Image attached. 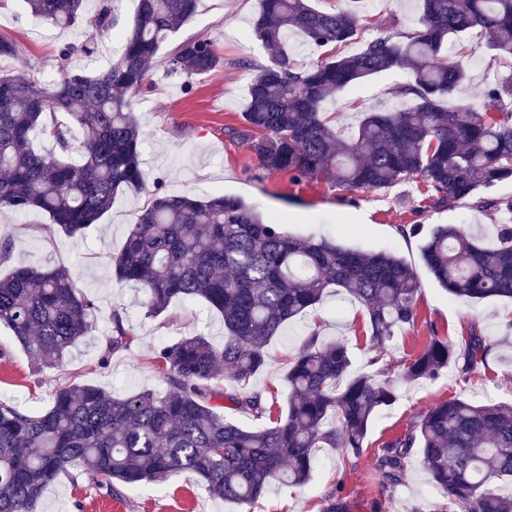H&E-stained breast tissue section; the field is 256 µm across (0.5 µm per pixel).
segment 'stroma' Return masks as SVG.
Instances as JSON below:
<instances>
[{
	"mask_svg": "<svg viewBox=\"0 0 512 512\" xmlns=\"http://www.w3.org/2000/svg\"><path fill=\"white\" fill-rule=\"evenodd\" d=\"M361 9L367 22L359 41L347 45L350 54L360 50L363 40L413 31L419 5L417 0H363ZM258 10V0H199L192 21L160 47L147 85L134 99L143 132L141 160L147 182L119 192L100 223L70 238L59 231L48 232L50 219L45 213L0 212V238L12 246L11 265L66 267L74 274L78 289L98 307L95 330L71 349L59 367L35 368L12 332L0 324V400L43 409L58 387L74 382L101 386L120 396L153 388L158 379L151 354L160 344L192 335L223 342V318L205 304L177 301L161 315L149 317L140 296L118 283L112 273L111 255L121 249L127 226L137 222L159 187L169 194L237 196L260 213L277 218L289 233L333 237L364 251H391L408 263L421 284L417 315L413 326L391 339L380 343L367 336L364 308L344 292H330L314 310L322 338L344 341L355 371H370V361L376 358L389 377H397L405 360L434 339L456 341L472 328L494 342L492 356L487 365L465 377L451 367L437 378L400 384L397 401L372 419L360 458L347 462L336 449H320L307 484L271 485L254 504L211 497L189 474L129 488L122 498L112 499L69 469L45 488L36 512H318L324 498L339 486L349 496L354 512H434L444 500L427 481L419 462L408 467L401 485L382 487L374 468L381 443L407 432L422 413L450 398L466 397L479 404L512 402V302L453 298L434 281L420 256L424 233L438 224H458L479 237H491L504 216L500 202L512 200V181L436 206L419 178L386 191L350 190L322 175L296 177L286 171L264 170L248 142L228 134L242 122L246 75L269 62L253 30ZM0 34L12 38L17 49L14 59L0 61V70L24 68L51 78L58 74L59 52L64 46L75 48L71 67L88 73L105 69L115 47L113 37H104L96 54L84 56L80 47L89 35L85 26L59 29L46 25L27 12L23 0H0ZM197 36L215 44L223 67L188 81L168 75L178 41ZM464 44L471 81L463 93L476 101L492 76L504 74L505 69L479 31L468 34ZM406 80L402 69L373 75L327 101L325 108L337 113L344 133H351L359 113L393 105L395 89ZM116 308L129 315L136 341L104 363L100 357L105 325ZM306 332V322L300 319L272 341L273 362L253 379V390L275 404L283 403L288 357Z\"/></svg>",
	"mask_w": 512,
	"mask_h": 512,
	"instance_id": "1",
	"label": "stroma"
}]
</instances>
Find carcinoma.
<instances>
[{"label": "carcinoma", "mask_w": 512, "mask_h": 512, "mask_svg": "<svg viewBox=\"0 0 512 512\" xmlns=\"http://www.w3.org/2000/svg\"><path fill=\"white\" fill-rule=\"evenodd\" d=\"M84 2L25 0L32 17L61 28L78 23ZM361 2L347 0L345 8L327 12L309 0H260L254 32L270 64L248 84L245 129L230 134L247 140L267 171L324 174L347 188L371 190L420 176L439 205L511 180L512 72L488 85L480 104L446 102L470 79L464 56L448 53L449 41L478 29L492 50L512 60V0H419L415 30L376 37L340 56L336 45L362 29ZM197 9L198 0H137L116 60L98 73H0L1 211L44 212L74 236L98 223L120 191L145 184L133 98L160 46ZM90 23L99 33L113 30L112 0H99ZM293 35L328 54L297 63ZM221 64L212 41L194 37L177 45L168 75H203ZM392 69L408 74L398 88L405 104L362 113L350 138L340 141L324 103ZM56 112L71 122L46 124ZM39 128L63 154L82 136L81 160L36 151L31 134ZM420 254L450 296L512 300V225H498L485 242L439 224ZM111 264L119 282L141 292L146 315L158 316L176 300L202 301L223 316L224 342L186 336L154 350L158 389L119 396L94 385L62 386L43 411L0 401V512H35L44 488L68 468L110 498L188 473L212 497L250 504L274 481L306 484L321 448H336L348 461L359 458L375 413L397 398V382L354 372L348 346L324 341L316 329L289 359L283 408L248 390L270 365L271 341L330 288L362 305L374 340L413 324L420 283L389 251L293 236L238 197L158 191L128 225ZM96 312L67 268L14 266L0 276V324L39 369L63 364L70 348L94 331ZM133 342L129 317L113 311L100 363ZM491 351V342L473 329L459 345L436 339L404 364L400 381L434 379L451 361L467 375ZM226 376L233 385L223 388ZM226 407L257 425L229 421ZM414 457L461 512H512V495L501 492L512 485V404L453 398L431 407L378 449L383 485L398 486ZM320 512H352V504L338 488Z\"/></svg>", "instance_id": "obj_1"}]
</instances>
